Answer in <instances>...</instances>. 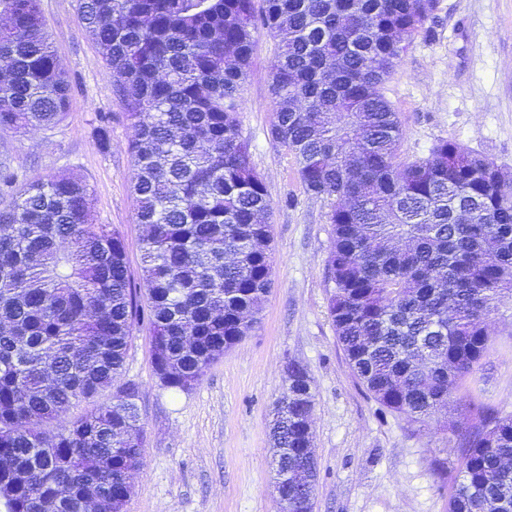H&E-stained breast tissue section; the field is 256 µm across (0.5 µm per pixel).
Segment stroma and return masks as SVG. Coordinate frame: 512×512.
I'll return each mask as SVG.
<instances>
[{"label": "stroma", "instance_id": "stroma-1", "mask_svg": "<svg viewBox=\"0 0 512 512\" xmlns=\"http://www.w3.org/2000/svg\"><path fill=\"white\" fill-rule=\"evenodd\" d=\"M80 0H40L71 83L61 122L0 132V172L14 189L76 174L91 189L96 223L119 231L130 277L141 284L143 238L131 194L134 129L116 78L89 36ZM239 91V133L271 200V290L254 328L185 391L162 386L148 321L133 331L122 381L139 388L142 467L123 512H280L269 429L288 362L313 382L314 512H448L456 437L447 418L411 423L382 410L353 375L329 315L326 260L332 202L308 192L270 125L268 72L278 42L257 29ZM382 91L405 135L399 158L453 140L512 180V0H437L424 30L397 59ZM491 347L468 379L466 401L512 414V301L487 320Z\"/></svg>", "mask_w": 512, "mask_h": 512}]
</instances>
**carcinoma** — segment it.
<instances>
[{
  "label": "carcinoma",
  "mask_w": 512,
  "mask_h": 512,
  "mask_svg": "<svg viewBox=\"0 0 512 512\" xmlns=\"http://www.w3.org/2000/svg\"><path fill=\"white\" fill-rule=\"evenodd\" d=\"M0 130L59 123L71 83L39 0H0ZM86 29L136 130L143 285L91 190L53 176L0 210V505L123 512L143 464L138 387L69 417L122 374L146 299L154 370L188 390L246 336L271 286L265 183L238 130L256 21L279 40L271 136L306 189L336 201L329 314L349 365L411 422L451 401L487 355L486 318L512 298V184L453 140L396 164L404 131L382 93L436 0H82ZM288 378L276 472L314 505L313 432ZM448 512H512V415L467 405Z\"/></svg>",
  "instance_id": "1"
}]
</instances>
